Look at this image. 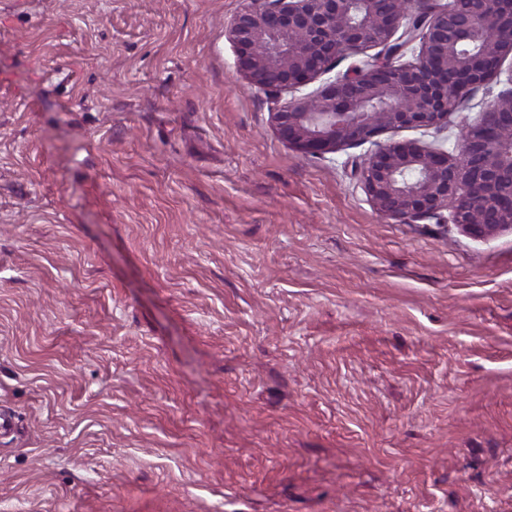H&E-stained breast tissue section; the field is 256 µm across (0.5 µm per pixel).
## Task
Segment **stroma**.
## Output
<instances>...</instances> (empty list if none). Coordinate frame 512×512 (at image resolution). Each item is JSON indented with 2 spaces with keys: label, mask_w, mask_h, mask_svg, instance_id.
<instances>
[{
  "label": "stroma",
  "mask_w": 512,
  "mask_h": 512,
  "mask_svg": "<svg viewBox=\"0 0 512 512\" xmlns=\"http://www.w3.org/2000/svg\"><path fill=\"white\" fill-rule=\"evenodd\" d=\"M242 4L0 0V512H512V231L290 149Z\"/></svg>",
  "instance_id": "1"
}]
</instances>
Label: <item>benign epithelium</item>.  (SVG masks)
Wrapping results in <instances>:
<instances>
[{
	"instance_id": "7a95c632",
	"label": "benign epithelium",
	"mask_w": 512,
	"mask_h": 512,
	"mask_svg": "<svg viewBox=\"0 0 512 512\" xmlns=\"http://www.w3.org/2000/svg\"><path fill=\"white\" fill-rule=\"evenodd\" d=\"M450 12L433 0H245L224 27L244 84L275 97L329 73L336 56L384 54L293 97L270 113L275 133L304 155L323 157L372 143L355 168L378 213L401 223L443 216L477 237L512 231V90L466 127L454 155L416 140L377 141L391 129H442L469 91L498 77L512 54V0H468ZM412 59L398 62L406 52Z\"/></svg>"
}]
</instances>
